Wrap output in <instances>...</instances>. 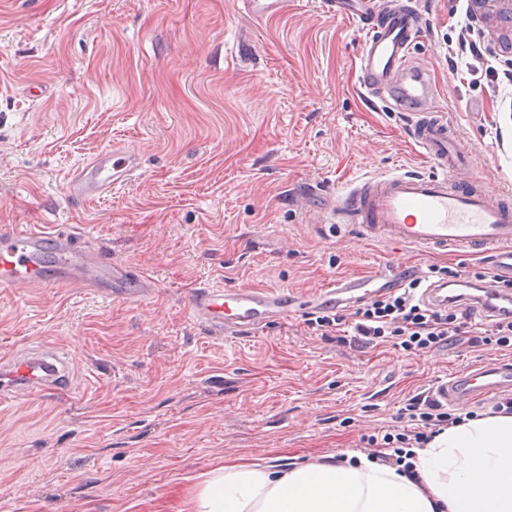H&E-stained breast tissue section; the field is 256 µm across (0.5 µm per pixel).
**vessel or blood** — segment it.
<instances>
[{"mask_svg": "<svg viewBox=\"0 0 512 512\" xmlns=\"http://www.w3.org/2000/svg\"><path fill=\"white\" fill-rule=\"evenodd\" d=\"M248 17L280 14L288 0H241ZM339 14L352 18L363 33L356 65L367 93L388 110L411 118V139L433 165L427 175L394 173L372 177L337 196L332 216L337 223L358 225L364 236L423 250L474 248L486 254L495 273L512 275V207L490 199L481 189L460 190L456 171L462 158L454 135L439 114L423 111L434 91L425 72H406L421 22L407 5L373 13L369 0H331ZM129 148L106 151L88 165L76 168L68 194L92 199L124 184L139 169ZM80 235L67 226L4 225L0 227V291L25 286L53 288L74 283L110 289L130 301L144 299L151 290L147 279L103 255L87 256ZM375 287H393L386 270L342 276L305 300L284 290L199 286L190 298L193 314L214 335H234L260 327L272 319L302 312L335 309L345 294ZM71 366L52 349L20 354L0 362V402L18 397H46L70 387ZM512 386V366L490 360L475 369L451 374L435 392L446 403L466 405Z\"/></svg>", "mask_w": 512, "mask_h": 512, "instance_id": "obj_1", "label": "vessel or blood"}]
</instances>
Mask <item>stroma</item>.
Returning a JSON list of instances; mask_svg holds the SVG:
<instances>
[{"mask_svg":"<svg viewBox=\"0 0 512 512\" xmlns=\"http://www.w3.org/2000/svg\"><path fill=\"white\" fill-rule=\"evenodd\" d=\"M412 65L438 90L492 199L512 195V26L471 0H411ZM240 0H0V226L72 224L86 251L148 278L130 302L72 285L0 293V360L55 347L73 389L0 405V512H175L224 463L289 465L365 450L410 396L484 352L359 350L292 316L214 336L193 288L303 296L417 265L474 272L469 251L393 248L336 224L366 175L430 164L406 117L364 97L360 30L329 0L253 22ZM252 46L235 66L237 40ZM128 146L138 178L74 201L66 180Z\"/></svg>","mask_w":512,"mask_h":512,"instance_id":"35a3bbf8","label":"stroma"}]
</instances>
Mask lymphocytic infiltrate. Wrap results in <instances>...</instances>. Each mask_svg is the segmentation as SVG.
Returning <instances> with one entry per match:
<instances>
[{
    "label": "lymphocytic infiltrate",
    "mask_w": 512,
    "mask_h": 512,
    "mask_svg": "<svg viewBox=\"0 0 512 512\" xmlns=\"http://www.w3.org/2000/svg\"><path fill=\"white\" fill-rule=\"evenodd\" d=\"M421 279H410L402 292L379 296L354 312L323 313L309 320L313 328L323 332L350 330V345L376 348L390 344L406 352H427L447 345L450 337L465 334L472 326L470 305L462 295L449 296L444 307H431L422 302L417 290ZM504 292L487 294L483 303L490 321L483 335L472 339V347L490 346L505 349L512 346V279L504 280ZM403 426L383 437H368L367 443L379 446L381 461L399 466L402 473L412 474L414 451L423 447L445 427L462 422L461 414L452 412L432 394L418 393L399 410Z\"/></svg>",
    "instance_id": "obj_1"
}]
</instances>
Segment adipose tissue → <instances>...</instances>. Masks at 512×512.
Wrapping results in <instances>:
<instances>
[{
    "label": "adipose tissue",
    "instance_id": "ef3b65f1",
    "mask_svg": "<svg viewBox=\"0 0 512 512\" xmlns=\"http://www.w3.org/2000/svg\"><path fill=\"white\" fill-rule=\"evenodd\" d=\"M415 477L366 456L215 467L177 512H512V414L446 427L416 449Z\"/></svg>",
    "mask_w": 512,
    "mask_h": 512
}]
</instances>
